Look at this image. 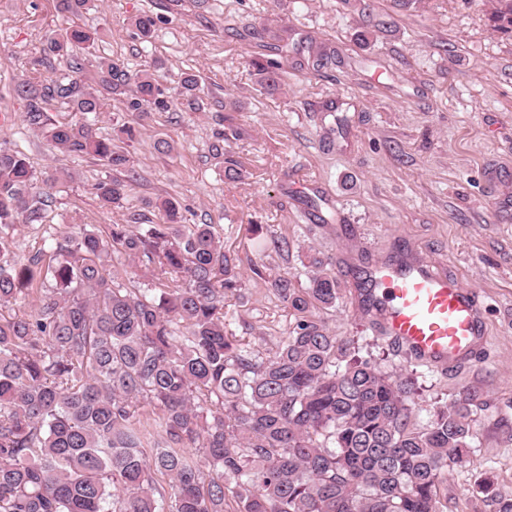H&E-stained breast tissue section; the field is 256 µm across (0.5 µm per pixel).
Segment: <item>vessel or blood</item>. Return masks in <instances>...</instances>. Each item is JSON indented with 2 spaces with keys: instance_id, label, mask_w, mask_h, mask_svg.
Instances as JSON below:
<instances>
[{
  "instance_id": "b4317fda",
  "label": "vessel or blood",
  "mask_w": 512,
  "mask_h": 512,
  "mask_svg": "<svg viewBox=\"0 0 512 512\" xmlns=\"http://www.w3.org/2000/svg\"><path fill=\"white\" fill-rule=\"evenodd\" d=\"M389 336L416 359L443 364L467 357L483 335L475 293L424 261H383L371 272Z\"/></svg>"
}]
</instances>
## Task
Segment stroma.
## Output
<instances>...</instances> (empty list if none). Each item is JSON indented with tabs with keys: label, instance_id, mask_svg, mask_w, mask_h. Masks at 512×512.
Segmentation results:
<instances>
[{
	"label": "stroma",
	"instance_id": "obj_1",
	"mask_svg": "<svg viewBox=\"0 0 512 512\" xmlns=\"http://www.w3.org/2000/svg\"><path fill=\"white\" fill-rule=\"evenodd\" d=\"M371 3L366 13L360 0H89L72 15L58 0H0V149L22 152L35 173L69 175L49 190L43 226H17L14 252L24 261L74 225L104 231L175 199L189 223L217 225L240 282L224 297L226 334L264 358L295 323L270 280L286 274L307 287L310 257L322 258L340 288L335 307L319 313L333 335L386 372L413 375L421 412L477 395L478 450L449 471L447 512H486L477 492L484 474L512 495V33L494 30L495 0ZM145 14L155 25L144 41L131 21ZM382 16L393 31L359 47L358 32ZM72 26L97 34L75 52L87 78L106 58L154 74L168 92L188 71L205 88L198 111L180 104L145 115L123 98L106 100L95 127L130 159L129 195L117 210L92 193L107 168L52 149L27 125L15 92L60 75L44 49ZM326 48L339 63L314 71ZM255 57L278 64L276 90L258 83ZM332 101L351 118L340 135L325 110ZM219 130L238 180H225L211 152ZM160 139L171 152L156 150ZM274 237L287 251L268 249ZM407 256L478 296L485 335L468 360L443 370L416 362L364 316L361 279L376 262Z\"/></svg>",
	"mask_w": 512,
	"mask_h": 512
}]
</instances>
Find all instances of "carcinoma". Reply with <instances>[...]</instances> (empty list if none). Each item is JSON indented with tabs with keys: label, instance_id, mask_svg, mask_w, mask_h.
<instances>
[{
	"label": "carcinoma",
	"instance_id": "carcinoma-1",
	"mask_svg": "<svg viewBox=\"0 0 512 512\" xmlns=\"http://www.w3.org/2000/svg\"><path fill=\"white\" fill-rule=\"evenodd\" d=\"M494 28L512 32V0H497ZM95 34L79 26L52 37L45 53L69 68L49 83L26 81V122L68 155H93L112 171L127 153L86 116L134 86L127 108L146 114L184 100L203 106L199 78L183 73L175 100L149 73L102 58L89 83L74 49ZM267 89L276 64L251 61ZM57 102L85 116L55 122ZM65 181L35 175L26 157L0 150V307L40 293L34 314H0V512H443L442 486L476 448L475 396L435 405L420 421L410 375L394 377L348 352L311 315L340 298L336 277L314 256L309 286L270 281L298 319L272 356L224 334V295L236 264L213 224H188L180 203L151 205L112 224H88L22 262L17 224L40 225L46 189ZM101 206L124 207L129 185L93 184ZM142 263L153 287L124 288L112 262ZM491 512L512 496L480 483Z\"/></svg>",
	"mask_w": 512,
	"mask_h": 512
}]
</instances>
